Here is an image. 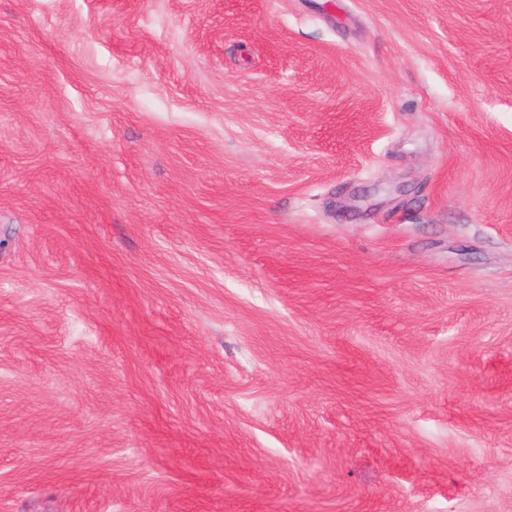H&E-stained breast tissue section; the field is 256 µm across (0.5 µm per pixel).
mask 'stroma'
Wrapping results in <instances>:
<instances>
[{
	"label": "stroma",
	"mask_w": 512,
	"mask_h": 512,
	"mask_svg": "<svg viewBox=\"0 0 512 512\" xmlns=\"http://www.w3.org/2000/svg\"><path fill=\"white\" fill-rule=\"evenodd\" d=\"M0 512H512V0H0Z\"/></svg>",
	"instance_id": "35a3bbf8"
}]
</instances>
